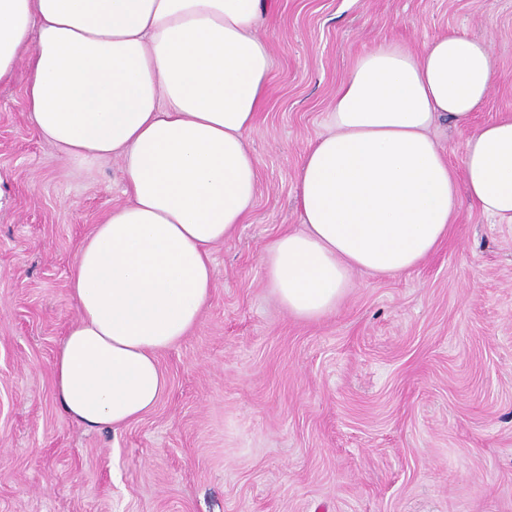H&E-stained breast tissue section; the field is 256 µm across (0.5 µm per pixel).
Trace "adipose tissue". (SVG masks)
Here are the masks:
<instances>
[{"label": "adipose tissue", "mask_w": 512, "mask_h": 512, "mask_svg": "<svg viewBox=\"0 0 512 512\" xmlns=\"http://www.w3.org/2000/svg\"><path fill=\"white\" fill-rule=\"evenodd\" d=\"M275 0H0V84L28 72L36 131L76 164L119 159L130 203L80 246L77 316L53 362L66 416L119 429L167 389L161 354L198 324L211 249L245 223L258 165L245 138L270 81ZM495 65L456 33L420 53L384 43L354 60L327 132L297 171L299 229L263 251L292 316L335 312L363 270L395 276L447 239L462 198L512 224V117L472 127ZM468 129L455 175L431 131Z\"/></svg>", "instance_id": "ef3b65f1"}]
</instances>
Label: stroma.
I'll list each match as a JSON object with an SVG mask.
<instances>
[{
    "instance_id": "stroma-1",
    "label": "stroma",
    "mask_w": 512,
    "mask_h": 512,
    "mask_svg": "<svg viewBox=\"0 0 512 512\" xmlns=\"http://www.w3.org/2000/svg\"><path fill=\"white\" fill-rule=\"evenodd\" d=\"M268 30L255 204L212 251L199 324L160 357L167 394L116 432L63 413L52 366L76 252L128 200L120 165L66 163L28 118L26 70L0 85V512H512L511 225L463 202L424 263L354 272L317 321L285 311L261 263L300 224V157L364 51L485 39L496 75L474 122L512 114V0H276Z\"/></svg>"
}]
</instances>
